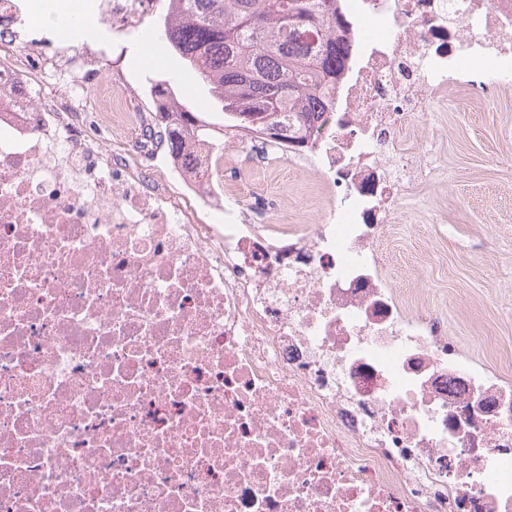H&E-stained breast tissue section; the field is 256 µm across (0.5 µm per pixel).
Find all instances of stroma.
Segmentation results:
<instances>
[{
	"instance_id": "stroma-1",
	"label": "stroma",
	"mask_w": 512,
	"mask_h": 512,
	"mask_svg": "<svg viewBox=\"0 0 512 512\" xmlns=\"http://www.w3.org/2000/svg\"><path fill=\"white\" fill-rule=\"evenodd\" d=\"M124 43L122 66L135 108L152 105L150 82L171 80L196 111L212 106L181 59L154 34L166 0ZM431 174L402 200L405 223L383 243L393 284L439 310L450 335L487 366L512 374V91L449 86L442 101L402 138ZM264 180L280 200L275 215L310 223L318 214L311 177L287 166Z\"/></svg>"
}]
</instances>
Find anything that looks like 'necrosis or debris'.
Instances as JSON below:
<instances>
[{
	"label": "necrosis or debris",
	"mask_w": 512,
	"mask_h": 512,
	"mask_svg": "<svg viewBox=\"0 0 512 512\" xmlns=\"http://www.w3.org/2000/svg\"><path fill=\"white\" fill-rule=\"evenodd\" d=\"M154 5L61 46L0 0V512H512V377L380 248L398 134L468 63L512 89V0H341L335 109L232 141L313 171L314 224L262 223L251 169L198 179L113 100L98 65Z\"/></svg>",
	"instance_id": "obj_1"
}]
</instances>
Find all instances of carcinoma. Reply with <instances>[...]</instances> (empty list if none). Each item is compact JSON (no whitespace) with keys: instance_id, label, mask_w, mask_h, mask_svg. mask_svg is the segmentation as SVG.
<instances>
[{"instance_id":"obj_1","label":"carcinoma","mask_w":512,"mask_h":512,"mask_svg":"<svg viewBox=\"0 0 512 512\" xmlns=\"http://www.w3.org/2000/svg\"><path fill=\"white\" fill-rule=\"evenodd\" d=\"M345 24L336 0H168L163 38L224 114L216 124L184 103L169 112L170 82L152 81L171 153L183 154L187 135L215 147L229 128H259L276 139L290 125L309 129L336 104L348 55L336 27Z\"/></svg>"}]
</instances>
